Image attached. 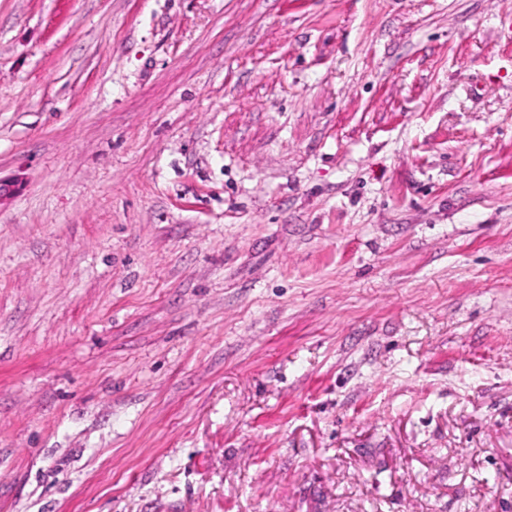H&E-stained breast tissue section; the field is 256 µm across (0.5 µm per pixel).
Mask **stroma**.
<instances>
[{
    "instance_id": "obj_1",
    "label": "stroma",
    "mask_w": 512,
    "mask_h": 512,
    "mask_svg": "<svg viewBox=\"0 0 512 512\" xmlns=\"http://www.w3.org/2000/svg\"><path fill=\"white\" fill-rule=\"evenodd\" d=\"M0 512H512V0H0Z\"/></svg>"
}]
</instances>
